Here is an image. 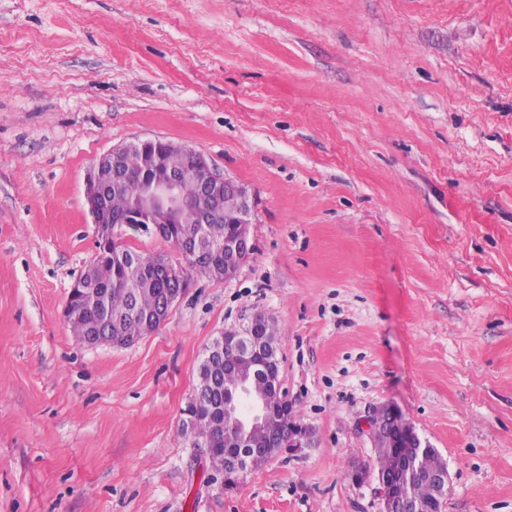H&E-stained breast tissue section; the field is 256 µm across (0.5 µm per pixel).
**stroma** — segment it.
Wrapping results in <instances>:
<instances>
[{
    "mask_svg": "<svg viewBox=\"0 0 512 512\" xmlns=\"http://www.w3.org/2000/svg\"><path fill=\"white\" fill-rule=\"evenodd\" d=\"M155 137L248 187L252 254L77 343L86 171ZM258 312L314 444L228 488L189 404ZM381 404L446 460L441 512H512V0H0V512H380L348 472Z\"/></svg>",
    "mask_w": 512,
    "mask_h": 512,
    "instance_id": "1",
    "label": "stroma"
}]
</instances>
